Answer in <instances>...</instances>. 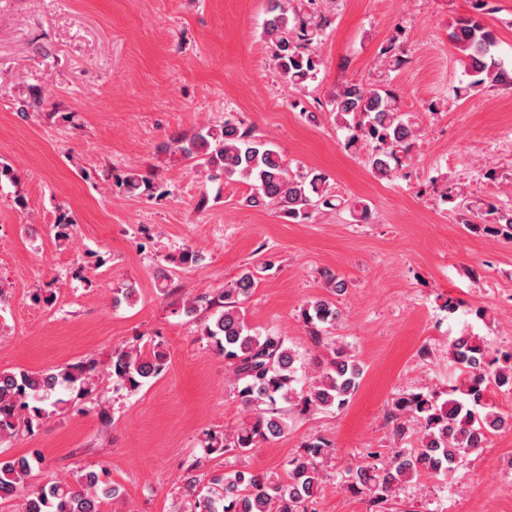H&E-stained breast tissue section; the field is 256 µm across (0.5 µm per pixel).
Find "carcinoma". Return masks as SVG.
Here are the masks:
<instances>
[{
  "label": "carcinoma",
  "mask_w": 512,
  "mask_h": 512,
  "mask_svg": "<svg viewBox=\"0 0 512 512\" xmlns=\"http://www.w3.org/2000/svg\"><path fill=\"white\" fill-rule=\"evenodd\" d=\"M328 19H314L297 11L292 0H267L263 37L271 49L273 64L281 78L299 88L314 78L321 64L314 51L322 40ZM455 48L471 80L455 90L464 96L484 87L512 88V65L497 54L494 29L476 18L458 21L451 33ZM402 62L398 47L381 52L377 78L370 82L348 81L328 100V112L336 124L349 131L348 145L361 140L375 143L369 159L371 172L380 179L400 177L417 137L415 115L403 112L397 98L386 89L389 72ZM169 149L201 167L213 179L239 182L249 187L245 203L251 207H273L291 220L308 211L331 204L326 178L320 173L291 175L281 153L254 131L231 120L218 128L192 137H176ZM128 194L148 193L153 182L135 172L119 178ZM487 219L472 228L512 238V207L487 204ZM257 286L251 272L243 273L228 288L215 294L186 299L181 306L187 317L209 313L204 335L216 353L224 357L241 403L250 412L231 434L209 433L204 451L243 455L259 443L288 432V410L345 408L355 394L363 369L353 355L332 349L319 374L302 378L300 355L273 332L255 330L241 305ZM302 321L318 335L335 326L336 303L318 298L304 305ZM450 358L465 372V379L440 400L433 394L410 393L392 404L389 417L393 434L402 441L410 432L418 434L413 448H392L386 456L349 467L340 483L354 494L367 493L382 506L396 497L399 486L421 476L447 475L467 455L479 450L488 435L508 420L495 406L483 402L487 387L512 385V353L498 357L477 336H458L449 344ZM162 344L144 348L140 343L112 351L108 375L130 392L159 376L166 368ZM100 368L94 360L79 361L40 372L0 371V436L33 433L39 422L64 410L76 399L92 392ZM334 449L313 439L288 461L286 477L234 469L200 484L193 474L197 464L182 477L186 512H309L323 481L322 463ZM33 468L26 456L0 459V500L18 496L21 484ZM118 489L100 485L99 475L88 471L73 482L59 481L29 491L19 512H101L104 500Z\"/></svg>",
  "instance_id": "carcinoma-1"
}]
</instances>
